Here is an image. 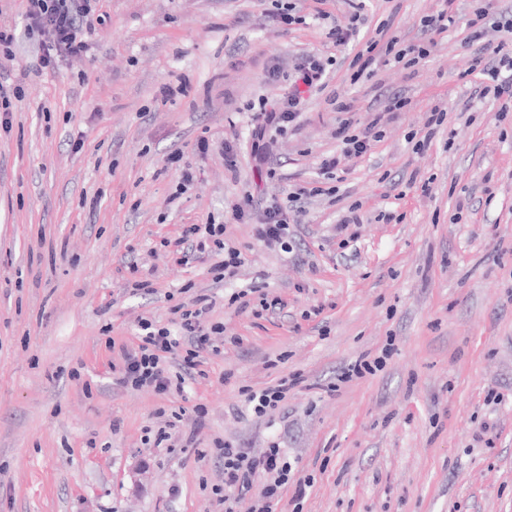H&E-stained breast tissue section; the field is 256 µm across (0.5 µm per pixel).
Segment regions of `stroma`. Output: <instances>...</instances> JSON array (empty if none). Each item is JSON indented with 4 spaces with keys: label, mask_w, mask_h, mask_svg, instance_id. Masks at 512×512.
Masks as SVG:
<instances>
[{
    "label": "stroma",
    "mask_w": 512,
    "mask_h": 512,
    "mask_svg": "<svg viewBox=\"0 0 512 512\" xmlns=\"http://www.w3.org/2000/svg\"><path fill=\"white\" fill-rule=\"evenodd\" d=\"M296 3L304 21L284 29L275 0H98L92 50L40 73L23 0H0V27L17 37L0 86L24 88L0 129V512H224L211 492L223 478L216 439L287 448L291 480L311 485L275 512H512V113L500 118L488 78L466 72L480 0H454L457 24L425 61L356 81L350 62L377 25L407 45L442 7L365 0L367 22L336 52L327 88L276 136L269 179L251 156L248 109L281 92L267 64L291 73L349 23L344 0ZM166 84L178 89L167 100ZM394 93L408 106L384 118L371 154L346 162L336 193L307 204L292 253L231 222L227 202L318 180L343 118L329 96L364 122ZM436 105L442 130L415 152ZM227 140L241 148L233 170ZM176 150L196 171L182 192L165 165ZM356 201L361 223L338 233ZM210 223L247 258L234 283H214L213 257L182 265L165 245L182 225ZM133 262L154 294L131 290ZM252 283L284 309L257 319L231 305L233 288ZM200 293L213 298L206 324L223 328L219 353L202 355L205 377L182 396L117 386L112 367L141 319L170 325L172 304ZM389 342L382 371L337 384L343 366ZM292 373L304 384L272 421L255 420L245 390ZM492 390L501 402L489 403ZM197 404L204 427L184 419L172 440L196 434L206 458L143 444L161 410Z\"/></svg>",
    "instance_id": "obj_1"
}]
</instances>
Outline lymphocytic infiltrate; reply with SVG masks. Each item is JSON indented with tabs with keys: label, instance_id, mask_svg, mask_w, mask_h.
Returning <instances> with one entry per match:
<instances>
[{
	"label": "lymphocytic infiltrate",
	"instance_id": "obj_1",
	"mask_svg": "<svg viewBox=\"0 0 512 512\" xmlns=\"http://www.w3.org/2000/svg\"><path fill=\"white\" fill-rule=\"evenodd\" d=\"M93 0H25V18L31 32L41 39L42 53L38 58L40 70L51 71L60 58L78 57L88 49L87 34L93 27L89 16ZM453 0H442L441 9L422 22L423 38L409 45H401L398 38L386 42L372 40L370 55H357L352 66L353 79L373 77L377 63L418 65L427 59L435 45L434 34H441L454 26L457 18L451 9ZM495 0H483L472 18L467 21L469 45L478 46V54L469 60V72H480L493 83L495 98H512V39L502 38L496 46L485 42L486 20L495 10ZM333 57L309 53L302 57L294 73L284 74L278 65H269L265 79L271 84L283 85L284 91L271 108H260L258 117L264 124L273 126L276 133H283L298 118L303 105L314 92L327 88V68L333 65ZM335 109L343 118L336 130L341 146L338 154L323 158L320 174L323 179L339 177L341 163L346 159L361 158L369 154L381 140L382 115L373 114L363 126H356L348 114L351 106L338 102ZM323 187L315 182L293 185L285 200L267 199L263 206L254 207L251 199L231 203L229 211L238 224L254 227L255 237L267 245L287 249L289 224L295 223L302 212V205L322 195ZM225 228L220 224H185L172 242V253L177 262H186L190 252L206 249L223 253L224 258L215 263L211 271L215 280L222 281L237 275L245 263L244 254L224 238ZM207 297H195L191 303H179L172 311L178 316V332L159 327L149 320H141L142 334L134 349L124 351L123 362L116 369L115 382L124 388H153L160 395L182 393L187 380L192 379L200 364L203 349L219 352L212 341L221 333L218 325L205 326L203 317L209 310ZM214 447L224 459V481L214 485L212 492L224 512H233L237 494L255 490L251 512H273L281 500L287 483H290L291 465L284 448L278 442H270L261 453L215 440Z\"/></svg>",
	"mask_w": 512,
	"mask_h": 512
}]
</instances>
